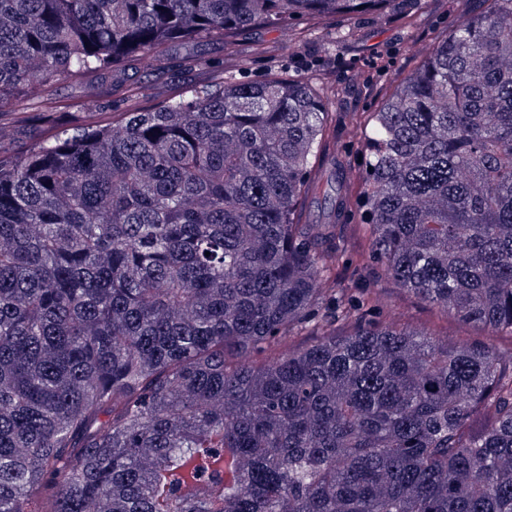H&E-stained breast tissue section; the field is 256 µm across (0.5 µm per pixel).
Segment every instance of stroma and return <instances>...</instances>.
Here are the masks:
<instances>
[{"mask_svg":"<svg viewBox=\"0 0 512 512\" xmlns=\"http://www.w3.org/2000/svg\"><path fill=\"white\" fill-rule=\"evenodd\" d=\"M483 0H392L380 9L329 18L297 19L292 31L247 28L225 50L221 37L166 45L168 65L159 69L141 57L124 61L120 71L90 80H63L54 85L49 111L32 93L0 102V157L9 159L51 140L57 126L105 124L121 112H137L175 91L218 83L223 77L242 82L270 78L302 79L318 90L334 87L333 112H361L372 117L395 86L415 72L430 40L484 9ZM303 35L294 41L293 32ZM346 259L358 267L360 287L374 289L381 301L371 314L383 321L425 328L456 342L488 341L512 351V335L489 336L406 289L400 288L375 261L355 251L344 237Z\"/></svg>","mask_w":512,"mask_h":512,"instance_id":"obj_1","label":"stroma"}]
</instances>
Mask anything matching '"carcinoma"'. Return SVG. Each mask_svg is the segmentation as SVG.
Instances as JSON below:
<instances>
[{
  "label": "carcinoma",
  "mask_w": 512,
  "mask_h": 512,
  "mask_svg": "<svg viewBox=\"0 0 512 512\" xmlns=\"http://www.w3.org/2000/svg\"><path fill=\"white\" fill-rule=\"evenodd\" d=\"M386 2L0 0V100ZM487 3L374 113L361 214L397 284L496 333L512 0ZM329 120L304 82L226 79L0 158V512H512V353L368 319L304 220Z\"/></svg>",
  "instance_id": "carcinoma-1"
}]
</instances>
